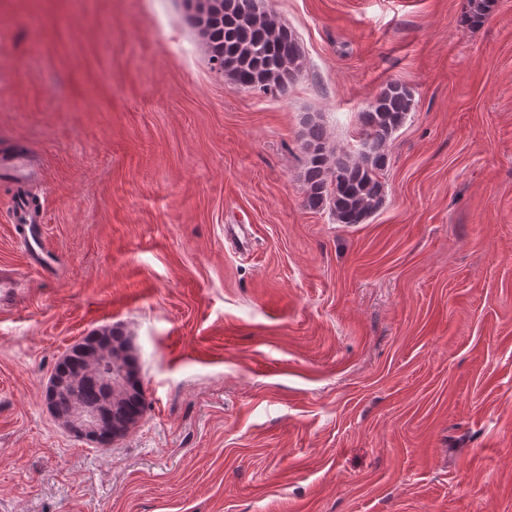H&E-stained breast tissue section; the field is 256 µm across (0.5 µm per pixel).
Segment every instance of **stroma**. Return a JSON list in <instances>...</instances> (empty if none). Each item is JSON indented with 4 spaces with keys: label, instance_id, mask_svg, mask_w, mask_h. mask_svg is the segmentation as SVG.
<instances>
[{
    "label": "stroma",
    "instance_id": "stroma-1",
    "mask_svg": "<svg viewBox=\"0 0 512 512\" xmlns=\"http://www.w3.org/2000/svg\"><path fill=\"white\" fill-rule=\"evenodd\" d=\"M259 3L304 54L275 97L185 0H0V152L37 166L0 178V512H512V0ZM392 82L383 207L309 209L307 121L358 159ZM107 328L146 410L100 448L45 393Z\"/></svg>",
    "mask_w": 512,
    "mask_h": 512
}]
</instances>
